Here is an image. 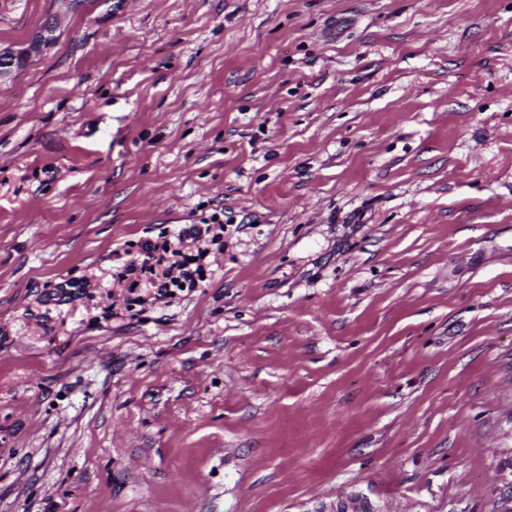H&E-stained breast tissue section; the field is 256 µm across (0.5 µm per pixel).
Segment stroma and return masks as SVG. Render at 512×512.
Segmentation results:
<instances>
[{
    "instance_id": "35a3bbf8",
    "label": "stroma",
    "mask_w": 512,
    "mask_h": 512,
    "mask_svg": "<svg viewBox=\"0 0 512 512\" xmlns=\"http://www.w3.org/2000/svg\"><path fill=\"white\" fill-rule=\"evenodd\" d=\"M63 14L0 81V512H512V0ZM215 213L203 288L114 283Z\"/></svg>"
}]
</instances>
